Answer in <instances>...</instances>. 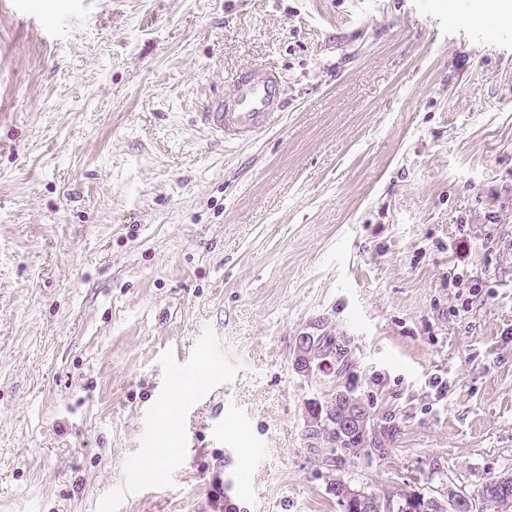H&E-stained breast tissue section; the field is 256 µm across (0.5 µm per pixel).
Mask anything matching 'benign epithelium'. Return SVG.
Masks as SVG:
<instances>
[{
	"mask_svg": "<svg viewBox=\"0 0 512 512\" xmlns=\"http://www.w3.org/2000/svg\"><path fill=\"white\" fill-rule=\"evenodd\" d=\"M320 339L315 332H303L296 337L292 367L301 376L316 379L323 388L319 396L305 402V435L311 436L326 423L325 412L339 407L335 426L351 437L364 440L374 438L380 420L369 411L363 397L358 393L355 377L339 371L336 359L320 355ZM487 484L496 489L499 497L508 498L512 490V472L492 474ZM335 495L342 512H411L415 498L389 503L375 492L351 486L344 480L335 485Z\"/></svg>",
	"mask_w": 512,
	"mask_h": 512,
	"instance_id": "obj_1",
	"label": "benign epithelium"
}]
</instances>
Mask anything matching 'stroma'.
Returning <instances> with one entry per match:
<instances>
[{
  "label": "stroma",
  "mask_w": 512,
  "mask_h": 512,
  "mask_svg": "<svg viewBox=\"0 0 512 512\" xmlns=\"http://www.w3.org/2000/svg\"><path fill=\"white\" fill-rule=\"evenodd\" d=\"M473 0H0V512H341L512 469V25ZM277 124H202L237 71ZM492 288L445 283L449 266ZM399 428L310 447L314 324ZM208 361V396L169 372ZM177 398L157 486L142 463ZM285 102L282 79L273 71L244 72L233 80L232 98L207 103L202 121L224 141L257 133L279 115ZM335 495L342 512H410L413 510L415 498L408 496L406 499L397 500L395 503L391 497L381 496L365 488L352 487L342 479H336Z\"/></svg>",
  "instance_id": "stroma-1"
}]
</instances>
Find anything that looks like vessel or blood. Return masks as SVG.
Wrapping results in <instances>:
<instances>
[{
  "instance_id": "vessel-or-blood-1",
  "label": "vessel or blood",
  "mask_w": 512,
  "mask_h": 512,
  "mask_svg": "<svg viewBox=\"0 0 512 512\" xmlns=\"http://www.w3.org/2000/svg\"><path fill=\"white\" fill-rule=\"evenodd\" d=\"M284 106L282 79L277 73L244 72L233 81L231 99L208 102L202 120L213 133L230 142L266 127Z\"/></svg>"
}]
</instances>
